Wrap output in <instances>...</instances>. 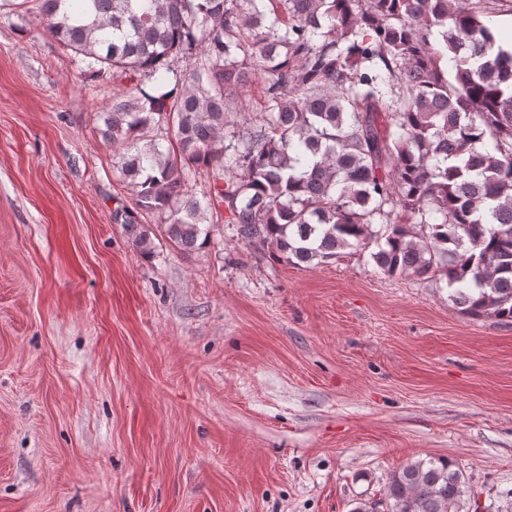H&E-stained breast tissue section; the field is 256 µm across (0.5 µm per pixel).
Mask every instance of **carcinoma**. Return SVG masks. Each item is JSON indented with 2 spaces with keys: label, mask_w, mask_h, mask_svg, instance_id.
I'll use <instances>...</instances> for the list:
<instances>
[{
  "label": "carcinoma",
  "mask_w": 512,
  "mask_h": 512,
  "mask_svg": "<svg viewBox=\"0 0 512 512\" xmlns=\"http://www.w3.org/2000/svg\"><path fill=\"white\" fill-rule=\"evenodd\" d=\"M497 2L0 0V11L35 15L84 70L124 84L99 120L131 193L112 220L142 255L153 253L143 217L191 252L222 211L294 266L362 248L387 275L445 283L466 317L511 322L512 51L482 20ZM258 80L252 120L242 99ZM202 168L199 199L189 179ZM467 493L456 462L429 457L351 512H456Z\"/></svg>",
  "instance_id": "cac0c4a2"
}]
</instances>
